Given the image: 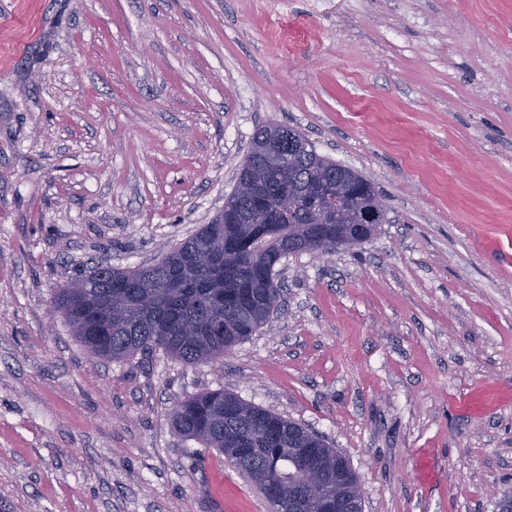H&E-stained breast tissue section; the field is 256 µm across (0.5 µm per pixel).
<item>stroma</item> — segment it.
<instances>
[{
  "label": "stroma",
  "mask_w": 512,
  "mask_h": 512,
  "mask_svg": "<svg viewBox=\"0 0 512 512\" xmlns=\"http://www.w3.org/2000/svg\"><path fill=\"white\" fill-rule=\"evenodd\" d=\"M387 221L292 255L223 360L92 355L54 311L220 213L265 125ZM222 389L349 459L364 512L512 489V0H0V512H272L178 399Z\"/></svg>",
  "instance_id": "stroma-1"
}]
</instances>
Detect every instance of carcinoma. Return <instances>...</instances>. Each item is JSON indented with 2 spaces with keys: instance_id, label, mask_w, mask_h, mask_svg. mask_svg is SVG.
I'll use <instances>...</instances> for the list:
<instances>
[{
  "instance_id": "1",
  "label": "carcinoma",
  "mask_w": 512,
  "mask_h": 512,
  "mask_svg": "<svg viewBox=\"0 0 512 512\" xmlns=\"http://www.w3.org/2000/svg\"><path fill=\"white\" fill-rule=\"evenodd\" d=\"M304 140L301 132L278 125L261 128L253 137L250 156L257 164L241 166L235 189L243 197L260 176L259 165L275 163L290 150L296 153L294 167L266 190L265 223H226L221 212L152 266H100L57 288L54 308L62 311L74 336L93 355L112 360L157 348L187 364L220 360L268 323L281 297L275 266L288 249L317 253L324 246L351 248L370 239L386 221L385 212L372 224H310L303 209L279 214L278 193L297 190L321 170L330 172L339 202L379 206L373 183L363 188L361 174L313 146L302 154L298 146ZM171 417L178 434L217 449L248 479L260 470L281 475L278 490L286 498L303 496L291 448L314 449L329 468L331 485L360 494L349 461L336 458L325 439L233 393L184 397Z\"/></svg>"
}]
</instances>
